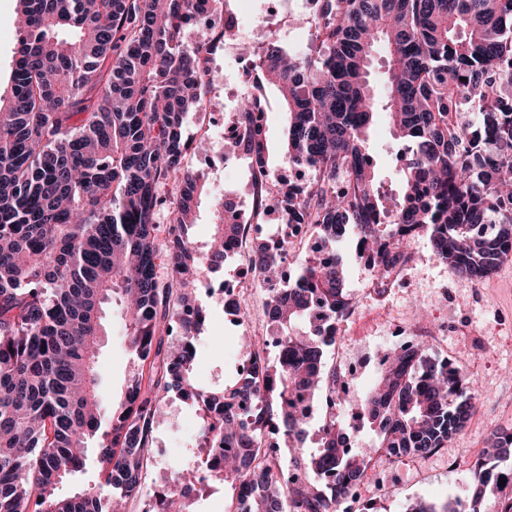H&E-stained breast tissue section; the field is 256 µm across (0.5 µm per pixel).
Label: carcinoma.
<instances>
[{
    "label": "carcinoma",
    "instance_id": "carcinoma-1",
    "mask_svg": "<svg viewBox=\"0 0 512 512\" xmlns=\"http://www.w3.org/2000/svg\"><path fill=\"white\" fill-rule=\"evenodd\" d=\"M20 38L10 91L0 93V512H117L141 496L161 393L200 406L199 447L218 470L177 462L159 512H176L196 483L226 484L231 512H336L377 449L349 447L365 429L403 456L448 445L480 398L450 361L418 342L383 367L358 401L336 395L325 362L350 313L347 233L367 250L385 287L407 260L403 227L428 236L438 259L480 282L512 256V0H313L312 37L299 55L274 38L256 57L286 114L281 163L313 172L282 186L285 224H305L331 254L297 255L283 286L284 236L252 249L253 281L267 292L276 360L253 376L205 389L194 378L205 319L197 283L228 259L239 225L214 208V245L198 251L202 176L183 161L186 134L204 108L206 47L183 42L203 0H17ZM386 54L388 94L369 81ZM477 114L462 119L459 108ZM261 99L241 105L238 152L274 168L250 128ZM397 146L401 192L384 191L368 152L378 110ZM169 210V223L157 220ZM117 301L134 371L104 414L95 363L104 305ZM330 394L350 422L324 419L318 447L303 446L309 416L297 404ZM94 443L101 480L68 495ZM288 447V487L261 449ZM512 431L497 432L471 470L468 503L416 501L407 512H481L482 497L512 512ZM505 484H500L501 478Z\"/></svg>",
    "mask_w": 512,
    "mask_h": 512
}]
</instances>
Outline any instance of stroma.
Returning a JSON list of instances; mask_svg holds the SVG:
<instances>
[{
	"label": "stroma",
	"instance_id": "obj_1",
	"mask_svg": "<svg viewBox=\"0 0 512 512\" xmlns=\"http://www.w3.org/2000/svg\"><path fill=\"white\" fill-rule=\"evenodd\" d=\"M16 9L17 0H0V88L5 90L10 87L18 38L13 23ZM369 150L380 174L392 175L400 167L385 113H378L370 130ZM241 168L237 158L214 156L209 145L191 154L187 173H205L209 188L200 197L198 221L190 230L197 250H205L212 234L213 190L224 188L243 208H250L249 180ZM403 250L407 261L394 287L380 290L374 272L355 258L353 241L343 242L353 311L352 318L340 325L343 344L362 346L370 362L399 348L409 336L434 329L429 353L450 359L481 403L464 430L449 439L446 454L419 457L396 472L381 470L363 480L352 504L354 512L367 506L374 512H407L419 500L469 499L474 462L495 432L512 429V259L489 278L473 283L439 260L426 236L405 240ZM245 291L247 313L239 320L227 315L214 297L199 296L208 312L197 341L195 379L200 386L233 378L249 349L247 337L268 333L264 288L249 284ZM102 323L96 372L100 398L108 405L121 397L133 364L118 307L105 306ZM166 403L173 422L157 427L144 469V492L128 504V512H152L156 495L170 477L171 463L197 445L201 420L196 407L172 393Z\"/></svg>",
	"mask_w": 512,
	"mask_h": 512
}]
</instances>
